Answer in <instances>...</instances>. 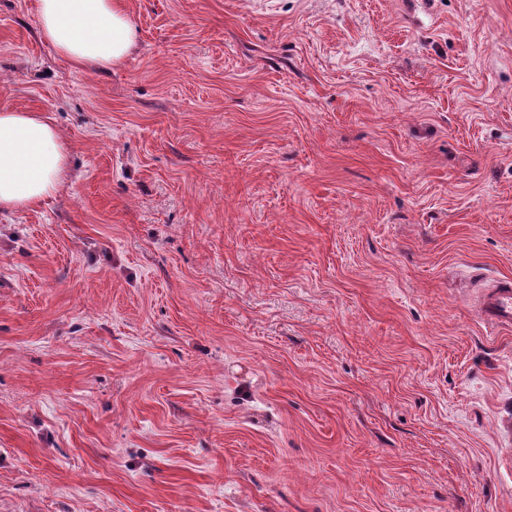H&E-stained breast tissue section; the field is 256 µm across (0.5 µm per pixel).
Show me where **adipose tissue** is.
<instances>
[{"label":"adipose tissue","mask_w":512,"mask_h":512,"mask_svg":"<svg viewBox=\"0 0 512 512\" xmlns=\"http://www.w3.org/2000/svg\"><path fill=\"white\" fill-rule=\"evenodd\" d=\"M39 33L57 54L107 71L137 40L126 0H38ZM69 173V147L43 112L0 106V212L33 208L56 197Z\"/></svg>","instance_id":"obj_1"}]
</instances>
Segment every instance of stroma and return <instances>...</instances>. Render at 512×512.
Listing matches in <instances>:
<instances>
[{
    "instance_id": "35a3bbf8",
    "label": "stroma",
    "mask_w": 512,
    "mask_h": 512,
    "mask_svg": "<svg viewBox=\"0 0 512 512\" xmlns=\"http://www.w3.org/2000/svg\"><path fill=\"white\" fill-rule=\"evenodd\" d=\"M0 106L64 190L0 215V512H512V0H127ZM475 306L483 322L498 330L512 329V278L491 279L479 287Z\"/></svg>"
}]
</instances>
